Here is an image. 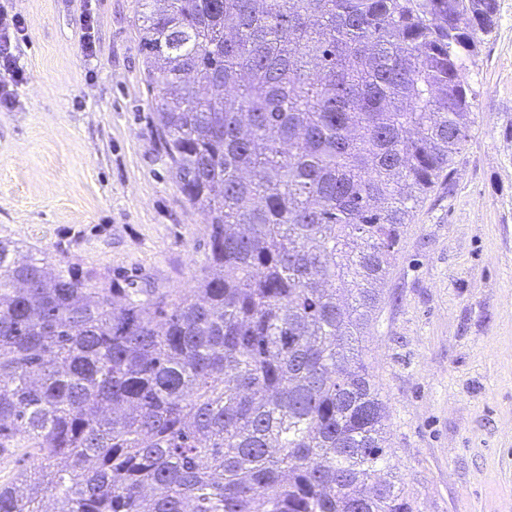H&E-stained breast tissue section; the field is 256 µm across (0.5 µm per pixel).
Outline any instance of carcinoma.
<instances>
[{"label": "carcinoma", "instance_id": "carcinoma-1", "mask_svg": "<svg viewBox=\"0 0 512 512\" xmlns=\"http://www.w3.org/2000/svg\"><path fill=\"white\" fill-rule=\"evenodd\" d=\"M190 295L0 240V512H415L356 346L474 124L498 0H148ZM125 304L118 305L115 295Z\"/></svg>", "mask_w": 512, "mask_h": 512}]
</instances>
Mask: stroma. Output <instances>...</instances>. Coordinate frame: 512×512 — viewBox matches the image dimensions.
<instances>
[{"label":"stroma","mask_w":512,"mask_h":512,"mask_svg":"<svg viewBox=\"0 0 512 512\" xmlns=\"http://www.w3.org/2000/svg\"><path fill=\"white\" fill-rule=\"evenodd\" d=\"M498 2L469 69L471 138L406 225L361 342L418 512H512V0ZM0 6L26 21L28 76L0 107V239L119 288L189 292L209 228L152 122L146 0Z\"/></svg>","instance_id":"stroma-1"}]
</instances>
